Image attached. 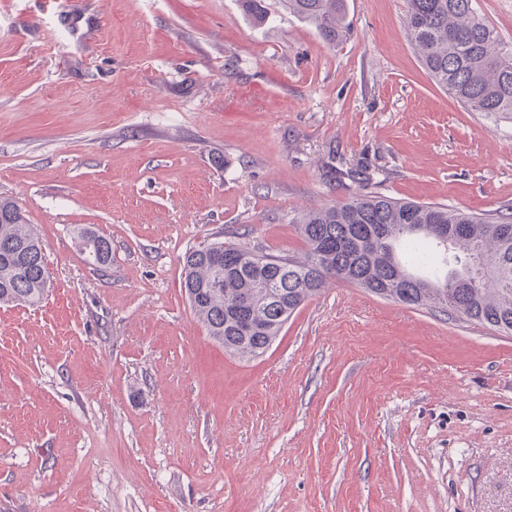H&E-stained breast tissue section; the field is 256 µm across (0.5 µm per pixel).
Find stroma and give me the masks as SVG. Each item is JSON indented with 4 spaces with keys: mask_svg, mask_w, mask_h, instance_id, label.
Returning <instances> with one entry per match:
<instances>
[{
    "mask_svg": "<svg viewBox=\"0 0 512 512\" xmlns=\"http://www.w3.org/2000/svg\"><path fill=\"white\" fill-rule=\"evenodd\" d=\"M265 4L0 0V196L52 273L0 304V512H512V336L333 281L247 359L189 306L187 250L300 258L358 193L512 207V121L431 79L407 0L333 46ZM81 252L86 261L96 267H106L112 262V246L108 239L97 235L89 228L78 232Z\"/></svg>",
    "mask_w": 512,
    "mask_h": 512,
    "instance_id": "stroma-1",
    "label": "stroma"
}]
</instances>
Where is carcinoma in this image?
<instances>
[{"label":"carcinoma","instance_id":"cac0c4a2","mask_svg":"<svg viewBox=\"0 0 512 512\" xmlns=\"http://www.w3.org/2000/svg\"><path fill=\"white\" fill-rule=\"evenodd\" d=\"M257 25L264 0H238ZM334 46L348 31L346 0H281ZM406 30L436 83L473 112L512 115V50L473 0H408ZM308 249L297 260L236 243L186 252L182 288L208 338L224 351L259 357L290 315L331 280L412 307L428 306L512 335V214L484 220L442 204L357 194L300 221ZM96 267L112 263L108 239L78 232ZM483 277L466 281L474 254ZM50 287L43 244L12 198L0 197V303L39 304Z\"/></svg>","mask_w":512,"mask_h":512}]
</instances>
